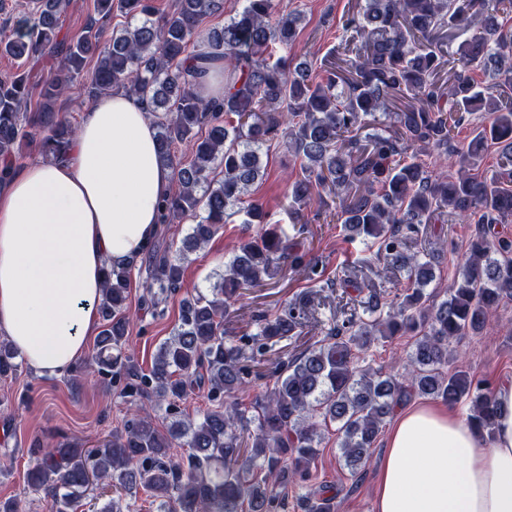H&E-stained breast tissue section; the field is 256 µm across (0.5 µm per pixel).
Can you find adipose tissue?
<instances>
[{
  "label": "adipose tissue",
  "instance_id": "obj_1",
  "mask_svg": "<svg viewBox=\"0 0 512 512\" xmlns=\"http://www.w3.org/2000/svg\"><path fill=\"white\" fill-rule=\"evenodd\" d=\"M173 180L144 103L112 92L85 112L66 160L0 183V335L34 373L63 375L84 355L104 269L141 258ZM496 399L487 442L443 407L398 413L375 512H512V380Z\"/></svg>",
  "mask_w": 512,
  "mask_h": 512
}]
</instances>
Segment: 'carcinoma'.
I'll return each mask as SVG.
<instances>
[{"mask_svg":"<svg viewBox=\"0 0 512 512\" xmlns=\"http://www.w3.org/2000/svg\"><path fill=\"white\" fill-rule=\"evenodd\" d=\"M97 14L117 8L139 18L112 33L99 50L100 31L89 25L59 38L61 16L71 0H33V9L0 29V54L28 60L45 52L60 58L57 72L37 99L23 72L0 78V159L8 174L19 145L44 133V161L66 158L76 126L53 111L54 102L79 86L87 97L123 89L146 104L157 143L172 167L178 190L163 199L162 223L191 218L179 258L153 256L151 299L181 287L185 254L205 245L219 226L243 213L246 223L263 218L250 188L264 176L260 151L284 128L299 172L289 178L288 216L302 223L320 189L339 200L336 223L350 240L380 243L378 261L407 274L403 298L372 293L370 317L353 316L329 329L303 352L278 359L266 370L272 386L244 407L254 355L224 335V316L243 290L265 285L296 267L305 254L283 232L261 229L224 262L211 295L197 294L181 323L158 348L149 373L122 356L130 325L126 300L130 268L105 271L99 307L101 330L94 363L101 376L125 372V397L144 396L172 406L206 388L215 401L200 418L173 417L161 428L136 414L124 431L94 448L63 443L42 453L26 483L49 498L50 512H76L93 481L128 492L141 486L159 512H288L285 490L309 482L323 442L321 427L336 424V445L357 478L386 422L417 396L448 406L470 400V420L479 436H492L499 407L494 391L450 370V344L483 333L500 303L512 298V239L495 231L512 223V32L503 20L512 0H359L343 17V30L357 42L355 57L329 63L325 76L309 78L307 62L286 55L296 40L298 13H282L276 0H245L219 30L199 32L202 19L224 11V0H177L174 10L152 20L151 0H94ZM479 28L461 41L473 21ZM283 51L275 56V50ZM97 58L91 77L78 79ZM448 64V90L440 73ZM224 71V95L204 98L199 86ZM482 71L484 85L472 73ZM487 112L471 137L454 141V129ZM194 140L183 163L174 148ZM500 162L483 169L489 148ZM448 155L450 176L428 170L422 156ZM222 173L215 178V172ZM477 224L446 297L430 301L431 256L412 252L406 240L422 224ZM303 302L262 314L251 335L258 350L296 335ZM397 334L414 337L403 372L358 367L359 354ZM17 354L0 342V376L17 374ZM174 448H185L178 457ZM337 493L321 485L303 499L301 512H335Z\"/></svg>","mask_w":512,"mask_h":512,"instance_id":"carcinoma-1","label":"carcinoma"}]
</instances>
